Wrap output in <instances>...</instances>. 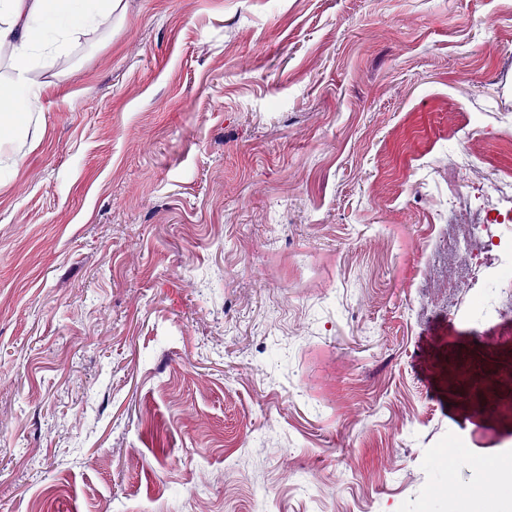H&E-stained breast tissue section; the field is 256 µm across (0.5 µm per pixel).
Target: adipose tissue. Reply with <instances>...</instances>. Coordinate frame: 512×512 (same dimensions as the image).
I'll list each match as a JSON object with an SVG mask.
<instances>
[{"label":"adipose tissue","mask_w":512,"mask_h":512,"mask_svg":"<svg viewBox=\"0 0 512 512\" xmlns=\"http://www.w3.org/2000/svg\"><path fill=\"white\" fill-rule=\"evenodd\" d=\"M126 0H0V49L9 52V88L0 93V144L42 111L50 85L44 73L51 64L41 48L49 31L64 39L89 28L111 27L125 15Z\"/></svg>","instance_id":"obj_1"}]
</instances>
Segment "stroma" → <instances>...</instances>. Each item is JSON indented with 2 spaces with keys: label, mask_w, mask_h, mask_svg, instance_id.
Here are the masks:
<instances>
[{
  "label": "stroma",
  "mask_w": 512,
  "mask_h": 512,
  "mask_svg": "<svg viewBox=\"0 0 512 512\" xmlns=\"http://www.w3.org/2000/svg\"><path fill=\"white\" fill-rule=\"evenodd\" d=\"M52 71L0 512H512V263L447 236L512 165V0H129Z\"/></svg>",
  "instance_id": "35a3bbf8"
}]
</instances>
